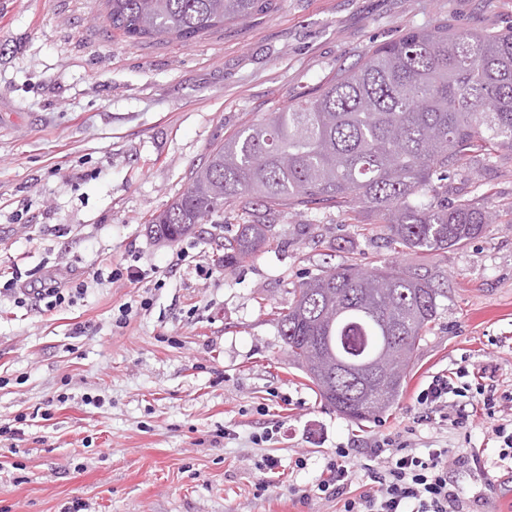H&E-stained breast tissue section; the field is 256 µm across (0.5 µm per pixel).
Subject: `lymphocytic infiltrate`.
Returning <instances> with one entry per match:
<instances>
[{"instance_id": "f902f5d3", "label": "lymphocytic infiltrate", "mask_w": 512, "mask_h": 512, "mask_svg": "<svg viewBox=\"0 0 512 512\" xmlns=\"http://www.w3.org/2000/svg\"><path fill=\"white\" fill-rule=\"evenodd\" d=\"M468 375L464 367L452 377L434 375L416 396L415 424L440 430L459 426L456 399L475 392L486 414V436L497 444L499 461H512V393H498L491 384H470ZM370 455L371 463L360 468L352 449L339 448L326 462L317 489L336 498L339 512H464L459 492L448 480L449 472L487 471L482 453L460 455L450 448L419 452L387 436L375 440ZM359 478L367 488L352 493L351 486Z\"/></svg>"}]
</instances>
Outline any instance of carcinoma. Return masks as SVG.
Instances as JSON below:
<instances>
[{"mask_svg": "<svg viewBox=\"0 0 512 512\" xmlns=\"http://www.w3.org/2000/svg\"><path fill=\"white\" fill-rule=\"evenodd\" d=\"M112 30L134 40L190 42L271 10L274 0H107ZM512 151V28L462 30L450 22L408 29L369 50L314 92L245 125L211 149L189 186L151 226L177 241L234 205L242 224L224 264L271 245V221L299 208H369L392 241L417 254L457 249L481 235L488 212L469 197L448 205L436 180L477 157ZM444 296L428 274L336 266L301 283L278 333L329 407L352 421L386 412L438 316ZM405 357L369 389L350 376L321 386L316 357L329 336L375 355L385 336Z\"/></svg>", "mask_w": 512, "mask_h": 512, "instance_id": "cac0c4a2", "label": "carcinoma"}]
</instances>
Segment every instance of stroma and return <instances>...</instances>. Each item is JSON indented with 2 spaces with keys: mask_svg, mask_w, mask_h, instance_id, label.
<instances>
[{
  "mask_svg": "<svg viewBox=\"0 0 512 512\" xmlns=\"http://www.w3.org/2000/svg\"><path fill=\"white\" fill-rule=\"evenodd\" d=\"M275 2L185 44L113 32L106 0H0V512H337L317 491L328 456L381 435L483 449L495 484L481 512H512L476 399L458 398L461 427L413 423L439 372L484 370L512 392V152L448 177L449 196L471 192L491 215L448 252L392 250L382 217L359 207L280 215L273 244L229 266L235 206L173 243L146 228L245 123L403 29L510 26L512 0ZM119 264L143 278L110 282ZM341 264L425 269L445 291L399 400L361 424L309 387L273 317ZM15 277L87 291L21 306ZM266 457L279 463L267 479Z\"/></svg>",
  "mask_w": 512,
  "mask_h": 512,
  "instance_id": "1",
  "label": "stroma"
}]
</instances>
